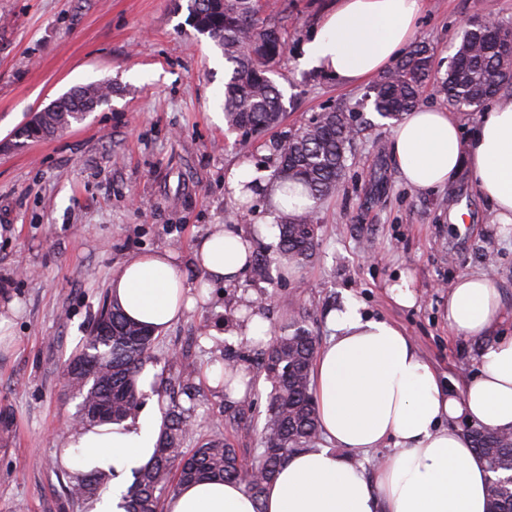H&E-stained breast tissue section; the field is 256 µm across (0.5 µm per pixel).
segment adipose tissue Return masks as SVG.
Wrapping results in <instances>:
<instances>
[{
  "instance_id": "1",
  "label": "adipose tissue",
  "mask_w": 512,
  "mask_h": 512,
  "mask_svg": "<svg viewBox=\"0 0 512 512\" xmlns=\"http://www.w3.org/2000/svg\"><path fill=\"white\" fill-rule=\"evenodd\" d=\"M421 7V0H336L307 43L302 65L361 83L414 40ZM390 151L404 181L420 190L448 186L470 169L498 223L512 224V103L485 113L467 135L448 111L405 113ZM250 182L273 193L268 171L246 162L231 170L227 190L240 197ZM273 195L288 211L309 203L300 195ZM252 252L240 227L216 224L197 241L191 259L160 249L123 263L112 273L110 294L128 318L159 333L189 309V270L210 283L232 284L249 269ZM445 316L457 334L488 335L502 316L500 294L486 274L457 278ZM328 323L331 337L311 369L326 445L290 455L262 500L239 483L205 480L180 486L165 512H486L489 473L453 422L512 432V340L484 346L475 374L452 391L400 328L365 316L356 300L329 312ZM163 424L154 401L136 420L71 434L66 466L111 476V490L93 512H125L127 481L152 462ZM388 442L394 454L367 475L360 456Z\"/></svg>"
}]
</instances>
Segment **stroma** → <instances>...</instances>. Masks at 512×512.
Returning a JSON list of instances; mask_svg holds the SVG:
<instances>
[{
  "mask_svg": "<svg viewBox=\"0 0 512 512\" xmlns=\"http://www.w3.org/2000/svg\"><path fill=\"white\" fill-rule=\"evenodd\" d=\"M264 22L281 27L283 54L272 79L283 93L281 126L258 138L249 158L224 123L227 70L220 50L186 25L174 0H0V512H83L69 503L47 462L70 431L78 398L65 390V361L79 352L109 297L114 269L171 248L189 257L211 225L234 224L273 255L276 238L259 234L275 219L271 199L255 196L237 213L225 178L241 160L272 168L270 143L316 113L346 107L366 128L347 154L336 192L319 208V241L308 265L271 282L243 274L211 285L205 303L158 334L149 365L167 382L143 403L179 397L184 364L201 391L187 446L223 430L245 460L261 448L269 384L229 418L206 372L217 349L247 362L250 337L237 335L244 306L269 325L296 313L319 341L329 309L353 299L407 335L443 384H462L489 339H512V230L497 224L470 170L450 185L418 191L405 184L388 150L395 125L363 101L367 84L349 85L299 59L332 0H263ZM512 27V0H422L415 45L433 57L425 106L450 109L464 131L477 112L450 107L442 80L474 21ZM100 81L111 100L58 136L14 146L30 115L76 86ZM484 272L502 298L490 336L457 335L444 319L448 289ZM408 281L413 306L394 284Z\"/></svg>",
  "mask_w": 512,
  "mask_h": 512,
  "instance_id": "stroma-1",
  "label": "stroma"
}]
</instances>
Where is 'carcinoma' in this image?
Wrapping results in <instances>:
<instances>
[{
    "label": "carcinoma",
    "instance_id": "1",
    "mask_svg": "<svg viewBox=\"0 0 512 512\" xmlns=\"http://www.w3.org/2000/svg\"><path fill=\"white\" fill-rule=\"evenodd\" d=\"M189 23L196 33L208 37L228 64L224 82V119L241 135L253 137L271 131L283 120V94L270 74L279 61L284 38L279 27L259 18L258 0H187ZM508 29L471 25L457 51L456 63L442 81V91L458 106L479 109L500 94L512 79L500 76L499 45ZM431 56L415 48L372 89L373 107L381 117L397 119L418 105L422 88L431 80ZM112 96L109 82L78 86L48 109L34 116L15 134V140L51 138L84 119L87 113ZM352 110L338 108L320 114L304 127L271 144L276 160L274 181L288 195L302 187L313 206L278 216L279 262L302 267L315 254L319 224L317 203L336 191L343 175L346 153L352 143ZM271 260L253 255L252 273L257 280L270 278ZM279 348L257 342L260 372L270 385L262 433V451L251 464L243 463L236 448L214 434L187 448L186 434L192 420L196 387L195 369L185 366L182 394L190 406L172 403L167 413L153 463L133 475L127 490V512H161L167 496L180 485L201 480L235 481L255 499H260L288 456L312 446L320 431L309 369L318 348L297 317L273 329ZM156 337L146 327L129 320L115 301L103 305L84 349L64 366L68 389L80 402L75 425L121 424L136 416L142 392L138 380ZM224 369L219 389L228 395L234 382L251 374L250 368L221 355ZM472 448L484 462L491 478L501 481L497 492L487 494L488 512H512V441L497 433L472 427L467 431ZM53 469L62 482L67 500L89 503L99 498L110 476L66 469L56 459Z\"/></svg>",
    "mask_w": 512,
    "mask_h": 512
}]
</instances>
